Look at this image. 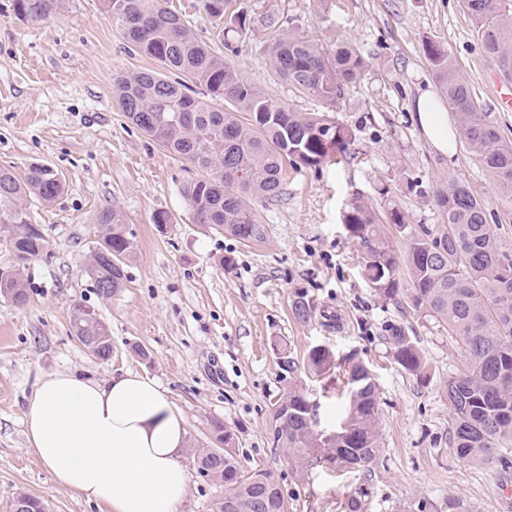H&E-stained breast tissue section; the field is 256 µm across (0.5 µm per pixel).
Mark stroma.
<instances>
[{
  "instance_id": "obj_1",
  "label": "stroma",
  "mask_w": 512,
  "mask_h": 512,
  "mask_svg": "<svg viewBox=\"0 0 512 512\" xmlns=\"http://www.w3.org/2000/svg\"><path fill=\"white\" fill-rule=\"evenodd\" d=\"M248 16L230 36L227 61L267 96L299 112L319 103L276 78L267 46L274 25L314 36L327 51L348 40L365 66L336 104L334 117L353 133L347 158L312 170H289L279 196L254 206L263 239L244 243L206 233L192 219L181 187L198 171L130 124L112 98L115 75L148 66L135 53L101 0H55L42 21L18 17L0 0V165L24 172L33 163L62 173L53 203L28 200L47 246L21 271L28 301L0 299V512L19 494L44 500L49 512H103L59 487L26 438L24 415L40 377L74 371L105 379L132 371L158 382L181 412L189 449L211 447L214 423L233 430L246 465L276 472L291 512H341L364 496L366 512H512V470L497 461L467 463L448 445V403L442 385L465 351L426 319L403 317L364 281L358 250L341 213L353 193L380 212L396 207L412 224H437L432 198L407 192V179L430 187L454 177L484 198L489 213L506 205L491 179L459 146L438 152L418 126L414 102L438 91L424 53L445 46L474 89L483 111L512 137V111H497L489 77L512 80V61L484 52L459 0H240ZM120 210L136 251L112 298L89 276L100 210ZM171 217L157 228L152 217ZM234 264L226 268L224 257ZM302 292L340 325L298 321L291 304ZM95 310L108 326L112 357H93L71 328L74 303ZM396 323L422 348L427 381L394 362L384 339ZM288 344L296 380L317 390L306 369L309 346L325 343L337 356L357 355L377 378L380 453L369 469L314 468L300 479L269 439L273 402L285 384L272 349Z\"/></svg>"
}]
</instances>
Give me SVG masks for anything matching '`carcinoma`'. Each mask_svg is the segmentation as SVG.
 <instances>
[{"label": "carcinoma", "instance_id": "1", "mask_svg": "<svg viewBox=\"0 0 512 512\" xmlns=\"http://www.w3.org/2000/svg\"><path fill=\"white\" fill-rule=\"evenodd\" d=\"M233 0H200L216 23L214 37L224 42L226 30L245 28L242 8ZM501 0H462L486 53L512 56V14ZM54 0H14L24 19L39 20ZM112 24L153 66L113 77V98L128 121L170 154L207 175L181 189L195 223L207 231L241 241L263 238L264 228L252 212L256 201L280 193L287 168L317 169L347 152L352 132L336 123L333 110L345 87L364 68L361 52L340 41L327 53L317 40L295 31L274 30L268 45L272 72L301 95L317 99L322 112H298L278 104L242 76L224 57L196 41L182 12L166 0H102ZM432 73L448 109L455 112L459 134L472 157L487 172L502 201L512 205V139L504 136L477 97L448 49L428 41L424 46ZM65 189L54 168L35 163L17 176L0 166V223L9 225V245L17 264L24 265L46 248L40 225L33 222L24 200L34 196L49 204ZM443 223H409L391 209L390 224L404 238L406 250L396 252L383 218L357 192L343 211L342 223L356 242L362 273L374 294L404 312L435 321L466 352L463 368L448 376L443 395L448 401V444L466 462L494 457L512 464L499 450L512 443V248L502 244L488 221L484 201L465 182L450 178L433 192ZM100 241L92 252L89 275L98 295L110 298L124 285L123 258L135 243L124 215L112 207L96 218ZM14 303L26 300L16 271L0 276V294ZM90 307H73L72 332L92 355L111 358V339L101 324L84 318ZM294 317L308 322L317 308L303 292L292 301ZM393 359L409 375L427 379L424 357L411 337L396 324L386 329ZM279 368L288 381L273 402L270 439L283 450L288 464L305 477L318 458L336 469L367 468L380 452L378 391L370 368L356 361L342 371L348 394L343 422L346 434L334 444L319 445V405L294 381L297 363L286 344ZM307 369L321 378H335L336 356L327 344L309 347ZM224 456L200 452L194 463L200 476L224 485L232 496L231 510L222 512H288L276 474L247 467L237 453V435L222 424L213 429Z\"/></svg>", "mask_w": 512, "mask_h": 512}]
</instances>
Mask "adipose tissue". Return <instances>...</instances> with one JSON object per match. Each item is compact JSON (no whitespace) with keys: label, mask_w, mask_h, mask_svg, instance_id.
Here are the masks:
<instances>
[{"label":"adipose tissue","mask_w":512,"mask_h":512,"mask_svg":"<svg viewBox=\"0 0 512 512\" xmlns=\"http://www.w3.org/2000/svg\"><path fill=\"white\" fill-rule=\"evenodd\" d=\"M418 123L448 154L456 132L433 92L416 99ZM26 437L60 487L107 512H176L189 485L187 429L156 382L131 371L99 381L42 377L25 413Z\"/></svg>","instance_id":"obj_1"}]
</instances>
